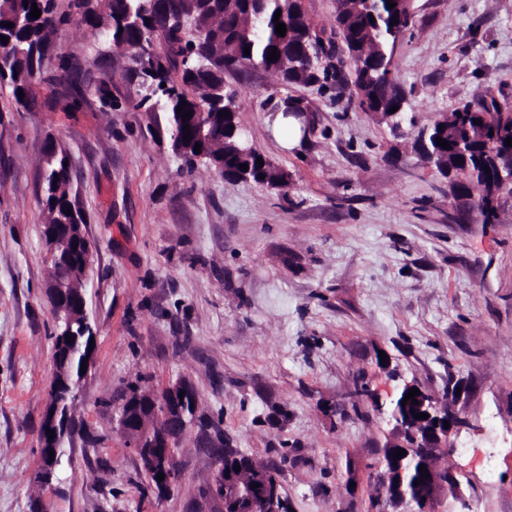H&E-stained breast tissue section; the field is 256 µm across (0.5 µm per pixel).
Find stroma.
Listing matches in <instances>:
<instances>
[{"label":"stroma","mask_w":512,"mask_h":512,"mask_svg":"<svg viewBox=\"0 0 512 512\" xmlns=\"http://www.w3.org/2000/svg\"><path fill=\"white\" fill-rule=\"evenodd\" d=\"M393 75L417 124L475 102L512 103V0H415ZM85 83L108 71L85 27L53 40ZM45 63L36 105L0 88V512H224L206 495L215 462L186 432L181 480L150 487L114 429L128 383L194 387L231 447L288 453V512H372L388 412L404 384L459 390L462 420L442 466L459 480L434 512H512V196L494 223L466 209L446 177L362 112L352 77L280 84L251 68L226 75L246 140L288 172L275 190L186 173L166 130L137 109L87 94L78 111ZM296 105L307 130L283 148L272 130ZM70 157L95 244L85 288L94 365L73 402L50 485L34 479L54 377L46 295L41 166L48 142ZM98 440L88 447L84 434Z\"/></svg>","instance_id":"obj_1"}]
</instances>
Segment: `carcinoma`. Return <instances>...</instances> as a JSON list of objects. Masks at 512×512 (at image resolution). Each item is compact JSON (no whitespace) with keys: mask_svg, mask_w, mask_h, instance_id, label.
<instances>
[{"mask_svg":"<svg viewBox=\"0 0 512 512\" xmlns=\"http://www.w3.org/2000/svg\"><path fill=\"white\" fill-rule=\"evenodd\" d=\"M395 7L387 8V0H336L335 23L345 40L349 56L354 61V87L361 110L367 114L380 112L390 122L409 121L406 110L392 117L389 110L406 100L404 92L392 74L394 47L414 25L415 14L408 12L402 0H393ZM38 8L40 17H29ZM281 11L279 22L286 25L285 35L275 31L274 17ZM398 23H393V16ZM375 21H370V18ZM13 23V27L5 23ZM75 22L85 27L92 42L113 53L123 48L140 46L143 54L131 56L127 77L137 82L141 97L137 107L163 114L170 132L172 149L183 160L187 173L198 165L224 169V179L240 182L239 165H248V181L276 188L278 178L286 170L267 163H257L261 154L243 159L234 144L237 138L224 137V125L239 123L238 117L224 120V96H237L234 89H223L224 74L233 73L248 61L272 72L284 85L309 84L328 76L325 62L333 57L332 44L325 41L305 15L300 0H161V7H151L148 0H96L94 10L87 11L86 0H68L60 9L58 0H0V35L8 38L10 50L0 55V85L11 89L14 104L29 109L34 103L31 69L40 63L41 48L47 37ZM164 34V41L152 43V33ZM250 55H245V47ZM279 51V59L268 60L270 48ZM56 79L66 86L70 106L76 108L84 100L86 88L74 79L69 60L59 59ZM100 108L110 112L116 106L108 96L110 87L102 79L96 85ZM24 97H19V93ZM184 111L203 112L205 116L189 127L191 138L184 141L182 115L177 113L180 101ZM480 123H474V120ZM428 150L424 155L434 161V167L448 164V177L462 192L473 190L474 201L483 221L489 216L483 210V186L496 178L497 164L503 161L501 152L487 147L490 132L503 134L501 140L512 138V116L501 112L496 100L478 105L466 103L432 121ZM442 138L453 146L463 142L464 153L455 159L448 150L438 146ZM201 145L200 153L194 152ZM68 155L51 146L45 153L42 175L43 212L49 224H83L85 216L72 189L70 167L64 166ZM489 170H484V167ZM71 214H66V211ZM51 334L55 355L70 353L72 377L81 369L87 336L72 340ZM232 456L230 466H240L246 473L258 466L268 471L271 479H280L285 453L279 461L268 464L236 448H224Z\"/></svg>","mask_w":512,"mask_h":512,"instance_id":"carcinoma-1","label":"carcinoma"}]
</instances>
